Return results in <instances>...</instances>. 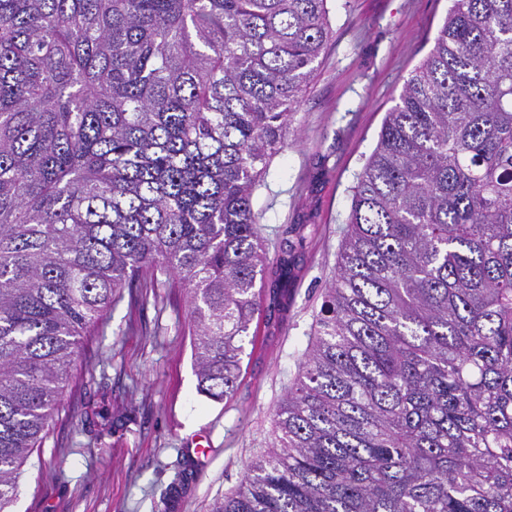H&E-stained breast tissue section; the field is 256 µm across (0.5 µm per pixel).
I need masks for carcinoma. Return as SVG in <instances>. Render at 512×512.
<instances>
[{"instance_id": "1", "label": "carcinoma", "mask_w": 512, "mask_h": 512, "mask_svg": "<svg viewBox=\"0 0 512 512\" xmlns=\"http://www.w3.org/2000/svg\"><path fill=\"white\" fill-rule=\"evenodd\" d=\"M331 34L327 0H0V512L139 274L234 390L253 195ZM275 415L210 512H512V0H453L388 111Z\"/></svg>"}]
</instances>
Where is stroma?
<instances>
[{
	"instance_id": "35a3bbf8",
	"label": "stroma",
	"mask_w": 512,
	"mask_h": 512,
	"mask_svg": "<svg viewBox=\"0 0 512 512\" xmlns=\"http://www.w3.org/2000/svg\"><path fill=\"white\" fill-rule=\"evenodd\" d=\"M452 0H328L332 35L253 207L269 254L294 260L250 326L230 397L198 390L187 290L140 279L85 336L14 512H209L277 434L336 267L357 173ZM208 439V457L196 443Z\"/></svg>"
}]
</instances>
